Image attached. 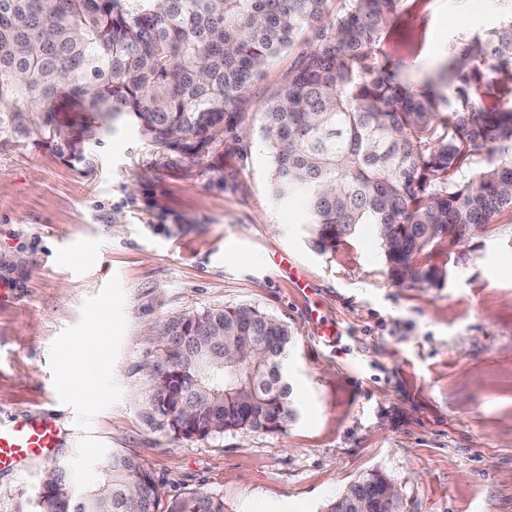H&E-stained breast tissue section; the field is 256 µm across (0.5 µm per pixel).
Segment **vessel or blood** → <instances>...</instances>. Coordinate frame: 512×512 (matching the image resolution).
<instances>
[{
  "mask_svg": "<svg viewBox=\"0 0 512 512\" xmlns=\"http://www.w3.org/2000/svg\"><path fill=\"white\" fill-rule=\"evenodd\" d=\"M57 441L56 424L50 417L22 415L0 422V470L28 457H51Z\"/></svg>",
  "mask_w": 512,
  "mask_h": 512,
  "instance_id": "1",
  "label": "vessel or blood"
}]
</instances>
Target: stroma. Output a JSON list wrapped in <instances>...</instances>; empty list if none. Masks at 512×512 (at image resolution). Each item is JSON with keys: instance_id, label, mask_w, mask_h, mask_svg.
Returning <instances> with one entry per match:
<instances>
[{"instance_id": "obj_1", "label": "stroma", "mask_w": 512, "mask_h": 512, "mask_svg": "<svg viewBox=\"0 0 512 512\" xmlns=\"http://www.w3.org/2000/svg\"><path fill=\"white\" fill-rule=\"evenodd\" d=\"M499 0H401L380 50L412 73L498 25ZM303 31L237 102L236 121L189 154L133 123L84 138L0 130V419L52 417L59 447L0 471V512H25L56 460L79 488L114 451L176 496L224 512H322L377 472L402 512H512V212L430 264L441 285H397L371 225L321 252L299 201L269 187L262 114ZM247 305L288 325L296 417L283 430L179 438L150 418L139 366L169 314ZM102 337L85 353L83 337ZM98 364L90 398L58 389L66 361Z\"/></svg>"}]
</instances>
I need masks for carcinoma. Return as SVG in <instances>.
Returning <instances> with one entry per match:
<instances>
[{
	"instance_id": "carcinoma-1",
	"label": "carcinoma",
	"mask_w": 512,
	"mask_h": 512,
	"mask_svg": "<svg viewBox=\"0 0 512 512\" xmlns=\"http://www.w3.org/2000/svg\"><path fill=\"white\" fill-rule=\"evenodd\" d=\"M0 0V113L14 130L66 96L96 120L71 142L134 122L161 145L198 153L252 79L306 29L312 49L265 112L270 189L299 196L322 251L375 226L388 276L437 285L425 263L448 242L512 209V6L423 85L379 58L400 0ZM492 76L481 66L489 60ZM147 376L152 416L168 433L213 438L279 431L296 411L284 362L293 333L246 305L170 315L156 327ZM142 463L118 452L80 490L57 465L30 512H224L202 489L168 498ZM351 484L324 512H349Z\"/></svg>"
}]
</instances>
